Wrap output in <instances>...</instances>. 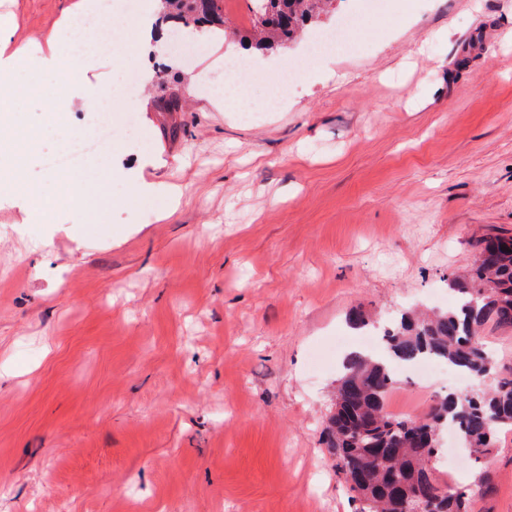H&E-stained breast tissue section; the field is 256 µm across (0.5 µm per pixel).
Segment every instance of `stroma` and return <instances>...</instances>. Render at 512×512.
Here are the masks:
<instances>
[{
  "instance_id": "obj_1",
  "label": "stroma",
  "mask_w": 512,
  "mask_h": 512,
  "mask_svg": "<svg viewBox=\"0 0 512 512\" xmlns=\"http://www.w3.org/2000/svg\"><path fill=\"white\" fill-rule=\"evenodd\" d=\"M355 2L253 70L277 73ZM69 3L0 0V14H15L16 44H41ZM249 7L225 6L214 53H132L110 75L134 120L113 144H138L146 180L184 188L167 220L116 180L105 223H71L42 157L60 145L53 122L86 113L49 120L33 94L0 128L17 190L56 196L38 224L0 205V512H355L321 439L361 343L349 313L386 326L448 307L476 240L512 233V0H398L397 23L359 20L280 111L247 79V111L225 112L214 98L225 59L246 53ZM131 66L149 86L127 89ZM164 94L180 111L158 109ZM489 386L438 374L417 390L402 372L387 406L413 417ZM442 438L438 470L472 488L471 512H512V432L479 465Z\"/></svg>"
}]
</instances>
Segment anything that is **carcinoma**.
Returning <instances> with one entry per match:
<instances>
[{"mask_svg": "<svg viewBox=\"0 0 512 512\" xmlns=\"http://www.w3.org/2000/svg\"><path fill=\"white\" fill-rule=\"evenodd\" d=\"M176 29L205 26L224 31V0H164ZM336 0H252L248 44L265 51L291 43L303 28L332 12ZM477 257L464 276L448 277L461 304L444 311L404 313L383 334L385 359L353 353L343 361L334 411L323 443L336 471L354 493L357 512H403L420 503L441 512H469L472 494L432 473L436 431L452 425L474 442L478 462L499 433L512 430V372L502 373L482 393L453 392L439 397L423 417L395 416L386 410L394 385L392 363L425 358L446 363L482 380L493 372L481 333L491 324L512 329V236L476 242Z\"/></svg>", "mask_w": 512, "mask_h": 512, "instance_id": "obj_1", "label": "carcinoma"}]
</instances>
